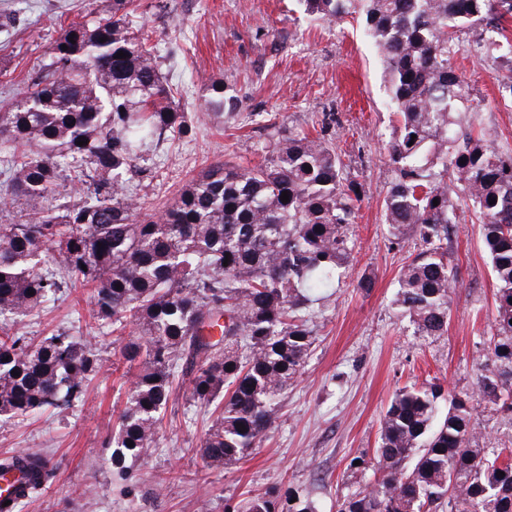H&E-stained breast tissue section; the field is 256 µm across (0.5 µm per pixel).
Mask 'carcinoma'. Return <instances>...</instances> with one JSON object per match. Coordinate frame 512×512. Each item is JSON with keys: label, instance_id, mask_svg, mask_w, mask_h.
<instances>
[{"label": "carcinoma", "instance_id": "1", "mask_svg": "<svg viewBox=\"0 0 512 512\" xmlns=\"http://www.w3.org/2000/svg\"><path fill=\"white\" fill-rule=\"evenodd\" d=\"M300 2L316 19L361 25L381 55L394 116L383 222L398 248L412 231L426 244L400 269L396 297L421 336L448 331L457 296L453 199L474 203L496 302L477 390L512 417V152L461 126L456 113L470 111L473 89L452 63L460 33H497H477L468 52L496 67L501 99L512 101V0ZM137 9L135 0H112L110 13L71 23L30 91L0 113V204L25 205L23 223L0 224V417L83 401L102 369L98 348L65 332L35 345L14 326L57 293L89 287L96 321L114 332L129 320L137 326L120 348L133 380L109 441L111 465L122 469L149 450L182 374L193 403L224 401L200 445L206 464L221 469L272 427L315 335L310 291L332 287L351 262L361 197L332 143L280 135L263 160L211 165L160 216L148 213L125 175L147 172L145 153L168 134L192 136L194 126L155 47L136 31ZM209 91L213 120L240 114L230 86L213 81ZM60 189L76 201L48 204ZM469 401L436 384L399 389L373 460L358 456L373 481L343 495L337 512H512V448L474 447ZM0 476L31 483L34 494L49 470L25 453L0 459ZM233 512L315 510L296 491L285 503L274 492L256 495Z\"/></svg>", "mask_w": 512, "mask_h": 512}]
</instances>
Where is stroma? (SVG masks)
<instances>
[{"mask_svg":"<svg viewBox=\"0 0 512 512\" xmlns=\"http://www.w3.org/2000/svg\"><path fill=\"white\" fill-rule=\"evenodd\" d=\"M139 20L163 61L193 137L165 140L150 152L151 176L131 175L152 209H161L203 168L216 162L246 165L263 158L268 115L288 133L312 131L322 113L336 115L326 137L341 150L362 203L356 214L355 260L315 313V341L281 398L277 419L243 461L208 468L199 448L209 424L206 408L188 400L187 379L173 386L147 457L113 469L108 441L118 425L129 381L121 342L90 316L91 291L60 295L22 329L41 340L66 332L93 339L105 366L85 401L65 411L0 422V458L23 451L49 456L55 467L42 490L20 512H224L226 499L275 488L309 494L316 512L364 486L369 475L350 469L372 453L380 421L395 391L436 383L469 393L480 447L512 444V421L491 410L476 389L495 314L492 264L469 199L457 201L448 253L459 290L440 339L419 336L396 303L407 251L392 245L383 200L393 177L386 144L393 116L384 67L361 25L307 16L297 0H137ZM112 0H0V14L17 17L0 31V112L23 97L51 42L89 10L107 12ZM454 63L474 88L464 123L491 133L512 151V105L497 91L496 73L469 53ZM221 80L242 100L245 117L213 123L208 85ZM371 287H360L361 278Z\"/></svg>","mask_w":512,"mask_h":512,"instance_id":"stroma-1","label":"stroma"}]
</instances>
